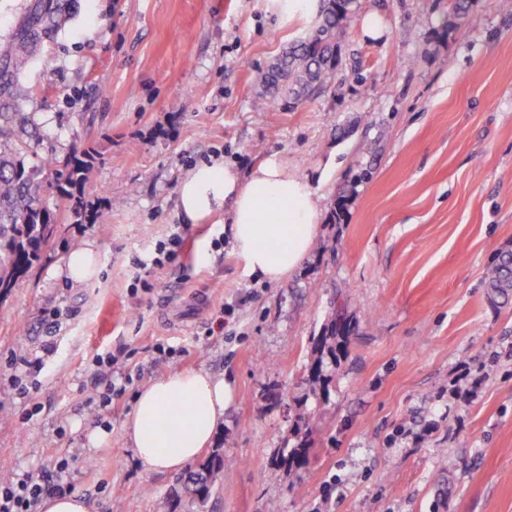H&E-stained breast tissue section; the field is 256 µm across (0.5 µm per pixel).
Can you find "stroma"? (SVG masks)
<instances>
[{
    "label": "stroma",
    "mask_w": 512,
    "mask_h": 512,
    "mask_svg": "<svg viewBox=\"0 0 512 512\" xmlns=\"http://www.w3.org/2000/svg\"><path fill=\"white\" fill-rule=\"evenodd\" d=\"M452 2L356 0L335 85L291 105L256 76L312 25H281L264 0H69L22 80L44 147L99 152V218L62 225L0 295L5 471L67 462L92 512H512V297L485 282L512 250V10L470 0L463 38ZM369 12L380 38L361 29ZM272 153L313 177L322 219L299 270L262 283L227 224L188 223L176 192L201 163L245 172ZM177 231L178 258L154 265ZM88 242L96 278L53 276ZM337 302L350 335L315 393L314 340ZM111 356L122 391L104 406ZM21 357L41 361L24 397L4 374ZM197 369L232 389L202 504L181 472H146L123 430L142 388ZM304 419L308 465L269 479Z\"/></svg>",
    "instance_id": "stroma-1"
}]
</instances>
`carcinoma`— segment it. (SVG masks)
<instances>
[{
  "mask_svg": "<svg viewBox=\"0 0 512 512\" xmlns=\"http://www.w3.org/2000/svg\"><path fill=\"white\" fill-rule=\"evenodd\" d=\"M322 2L312 33L259 71L258 82L274 102L285 94L296 104L336 82L338 39L356 0ZM66 21L64 0H37L25 6L15 29L0 36V294L8 293L43 259L57 236L61 217H69L73 224L96 223L86 198L88 174L100 160L96 150L84 146L59 160L47 149L40 163L29 165L26 157L38 155L40 141L21 137L35 120L33 113L23 111L30 91L19 74L43 38L61 29ZM485 279L487 287L501 296L512 291V254L493 263ZM349 328L343 308H334L325 332L315 340V349L322 355H336V347L346 343ZM300 422V442L274 454L270 479L306 460L311 428L305 419ZM223 453L219 446L212 449L184 482L185 490L200 503L206 502L220 478Z\"/></svg>",
  "mask_w": 512,
  "mask_h": 512,
  "instance_id": "cac0c4a2",
  "label": "carcinoma"
}]
</instances>
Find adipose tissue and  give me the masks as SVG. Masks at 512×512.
<instances>
[{
  "instance_id": "adipose-tissue-1",
  "label": "adipose tissue",
  "mask_w": 512,
  "mask_h": 512,
  "mask_svg": "<svg viewBox=\"0 0 512 512\" xmlns=\"http://www.w3.org/2000/svg\"><path fill=\"white\" fill-rule=\"evenodd\" d=\"M177 207L194 224L226 210L247 271L271 283L303 264L320 219L310 181L276 154L245 175L225 163L198 165L180 181ZM230 398V385L204 370L175 372L143 388L124 424L138 463L148 472H173L194 461L221 430ZM176 400L188 404V417L168 415Z\"/></svg>"
}]
</instances>
